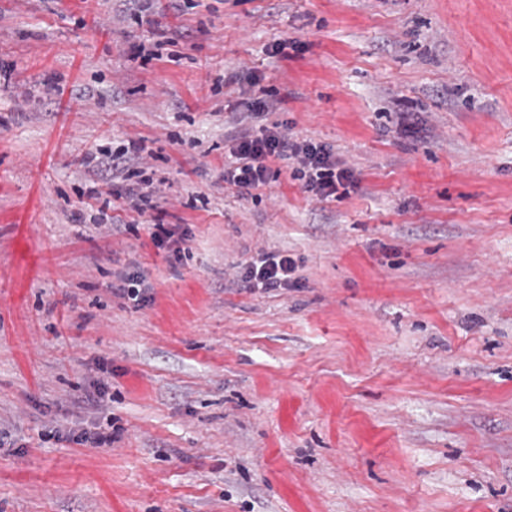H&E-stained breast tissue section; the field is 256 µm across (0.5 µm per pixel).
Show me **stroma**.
Returning a JSON list of instances; mask_svg holds the SVG:
<instances>
[{
	"instance_id": "stroma-1",
	"label": "stroma",
	"mask_w": 512,
	"mask_h": 512,
	"mask_svg": "<svg viewBox=\"0 0 512 512\" xmlns=\"http://www.w3.org/2000/svg\"><path fill=\"white\" fill-rule=\"evenodd\" d=\"M123 8L0 0V512H512V0ZM259 98L354 186L226 185ZM139 152L140 146L134 141H129L128 145H123L116 150L90 151L85 155L83 164L97 175L106 172L114 177L120 174L125 180H131L138 176V172L134 171L133 167L139 164ZM155 190L153 180H138L136 187L126 189V198L129 199L130 207L142 216L146 210L145 205ZM293 265L288 255L263 253L250 262L247 282L252 288L288 287Z\"/></svg>"
}]
</instances>
